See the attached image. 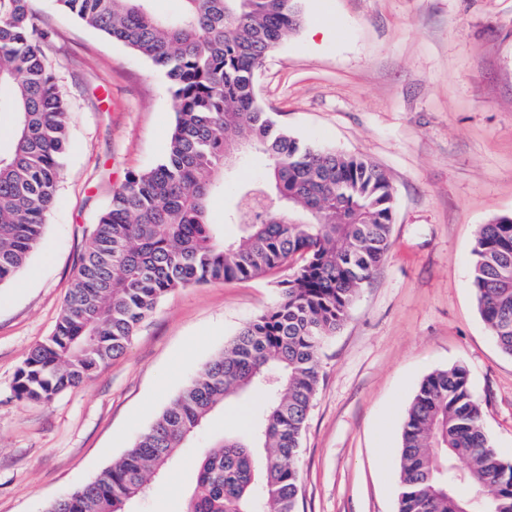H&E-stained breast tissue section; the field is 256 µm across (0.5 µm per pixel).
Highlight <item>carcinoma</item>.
Masks as SVG:
<instances>
[{
	"instance_id": "obj_1",
	"label": "carcinoma",
	"mask_w": 512,
	"mask_h": 512,
	"mask_svg": "<svg viewBox=\"0 0 512 512\" xmlns=\"http://www.w3.org/2000/svg\"><path fill=\"white\" fill-rule=\"evenodd\" d=\"M31 0H0V112L15 114L0 151V285L40 246L69 149L70 112L40 43ZM168 78L175 123L156 166L128 174L80 256L56 324L28 353L16 399L45 403L124 353L169 292L243 280L297 261L280 300L246 323L140 435L132 448L44 512H130L216 409L263 399L245 430L218 439L197 466L185 512H299L295 465L320 382L323 341L347 319L389 245L394 197L366 159L301 142L259 102L255 73L294 30L300 0H183L180 17L149 0H56ZM265 161L238 186L232 237L209 215L235 178L228 162ZM471 288L500 350L512 356V216L479 227ZM397 512H512V460L482 427L465 367L429 374L401 432Z\"/></svg>"
}]
</instances>
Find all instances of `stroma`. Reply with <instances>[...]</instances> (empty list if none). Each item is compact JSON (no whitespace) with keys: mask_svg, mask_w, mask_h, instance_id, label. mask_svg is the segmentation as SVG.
<instances>
[{"mask_svg":"<svg viewBox=\"0 0 512 512\" xmlns=\"http://www.w3.org/2000/svg\"><path fill=\"white\" fill-rule=\"evenodd\" d=\"M71 112L55 207L26 270L0 286V512H42L130 448L246 322L276 303L284 266L180 288L126 351L48 403L15 398L16 372L49 336L85 240L128 173L164 157L175 120L163 73L31 0ZM325 20L327 39H310ZM267 111L304 143L359 154L395 198L390 247L324 343L297 459L301 512H396L401 429L430 373L465 366L483 426L512 459V357L470 286L480 225L512 215V0H302V20L256 72ZM250 397L178 450L135 512H184L214 440L239 433Z\"/></svg>","mask_w":512,"mask_h":512,"instance_id":"35a3bbf8","label":"stroma"}]
</instances>
